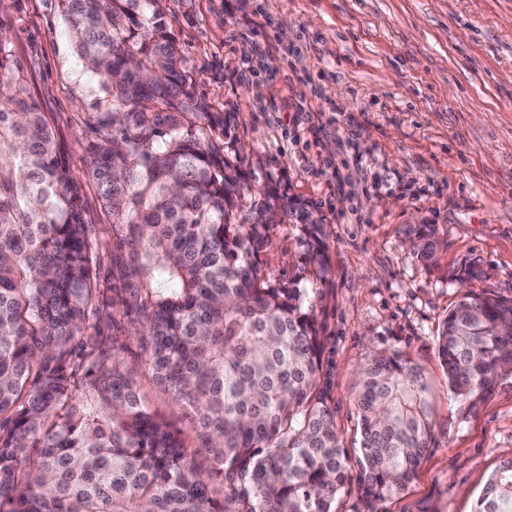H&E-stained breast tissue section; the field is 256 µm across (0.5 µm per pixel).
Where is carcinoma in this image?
<instances>
[{
	"mask_svg": "<svg viewBox=\"0 0 512 512\" xmlns=\"http://www.w3.org/2000/svg\"><path fill=\"white\" fill-rule=\"evenodd\" d=\"M83 66L107 98L89 112L87 175L112 244L88 219L80 181L0 39V512H336L402 491L432 441L431 383L400 350L374 348L358 372L348 465L325 365L324 226L299 222L295 274L262 268L282 194L250 217L252 191L226 154L232 112L188 84L161 0H58ZM465 288L438 328L448 392L473 413L512 374V297ZM130 319L154 379L193 415L191 450L101 348L109 309ZM209 455L214 475L197 471ZM219 482L221 498L214 497ZM474 512H512V460Z\"/></svg>",
	"mask_w": 512,
	"mask_h": 512,
	"instance_id": "1",
	"label": "carcinoma"
}]
</instances>
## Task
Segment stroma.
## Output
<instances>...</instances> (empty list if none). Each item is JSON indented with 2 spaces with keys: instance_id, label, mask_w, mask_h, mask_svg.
Returning a JSON list of instances; mask_svg holds the SVG:
<instances>
[{
  "instance_id": "obj_1",
  "label": "stroma",
  "mask_w": 512,
  "mask_h": 512,
  "mask_svg": "<svg viewBox=\"0 0 512 512\" xmlns=\"http://www.w3.org/2000/svg\"><path fill=\"white\" fill-rule=\"evenodd\" d=\"M164 13L197 97L236 115L232 150L260 184L240 215L270 186L326 230V355L344 444L371 347L404 352L431 382L435 436L414 481L371 502L345 488L336 512H473L512 459V376L461 416L436 334L461 291L450 269L474 264L478 291L512 297V0H166ZM0 38L84 177L83 118L105 104L57 0H0ZM297 235L281 214L260 255L272 276L291 271ZM427 241L438 267L421 256ZM115 345L145 402L197 445L193 416L156 384L118 311L102 341Z\"/></svg>"
}]
</instances>
